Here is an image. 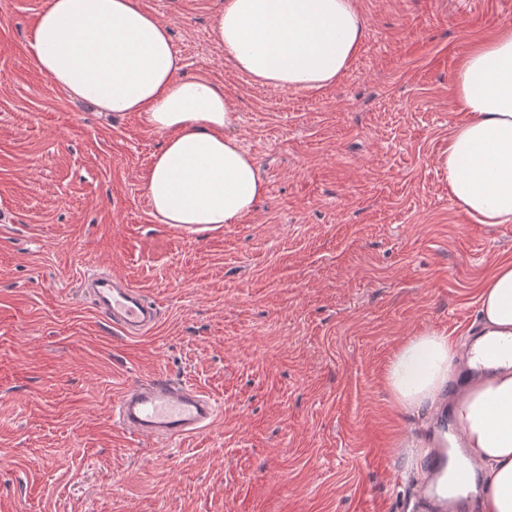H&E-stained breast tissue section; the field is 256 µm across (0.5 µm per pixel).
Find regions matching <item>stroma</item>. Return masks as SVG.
<instances>
[{"label":"stroma","mask_w":512,"mask_h":512,"mask_svg":"<svg viewBox=\"0 0 512 512\" xmlns=\"http://www.w3.org/2000/svg\"><path fill=\"white\" fill-rule=\"evenodd\" d=\"M48 0H0V512H416L431 427L384 385L424 330L470 341L478 288L512 224L473 223L438 157L462 119L460 59L512 26V0H356L366 34L319 90L254 83L212 35L223 0H140L183 76L223 86L268 192L192 238L155 221L143 182L163 137L35 68ZM157 302L129 338L78 291L87 266ZM165 376L222 406L172 442L112 418L126 384Z\"/></svg>","instance_id":"obj_1"}]
</instances>
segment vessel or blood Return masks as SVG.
Returning a JSON list of instances; mask_svg holds the SVG:
<instances>
[{"label":"vessel or blood","instance_id":"vessel-or-blood-1","mask_svg":"<svg viewBox=\"0 0 512 512\" xmlns=\"http://www.w3.org/2000/svg\"><path fill=\"white\" fill-rule=\"evenodd\" d=\"M79 288L94 311L127 337L149 334L160 320L155 301L110 271L88 270L81 276ZM218 412L217 401L198 387L160 377L123 387L112 404L115 421L128 432L170 441L200 434ZM447 469L445 445L430 449L422 459L417 491L432 512H461L460 502L437 492L438 481Z\"/></svg>","mask_w":512,"mask_h":512}]
</instances>
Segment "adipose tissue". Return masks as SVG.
<instances>
[{
    "instance_id": "obj_1",
    "label": "adipose tissue",
    "mask_w": 512,
    "mask_h": 512,
    "mask_svg": "<svg viewBox=\"0 0 512 512\" xmlns=\"http://www.w3.org/2000/svg\"><path fill=\"white\" fill-rule=\"evenodd\" d=\"M224 56L254 82L316 90L341 77L365 36L355 0H224L213 21ZM35 65L54 86L98 110L134 113L164 141L144 178L152 215L191 233L238 224L267 185L240 142L237 114L207 74L182 78L168 26L140 0H49L28 34ZM453 97L462 121L439 166L448 193L478 224H512V26L461 59ZM483 336L471 366L488 375L453 397L451 415L477 475L453 482L481 512H512V260L495 264L478 296ZM460 352L426 330L402 343L384 384L403 411H432L456 379Z\"/></svg>"
}]
</instances>
